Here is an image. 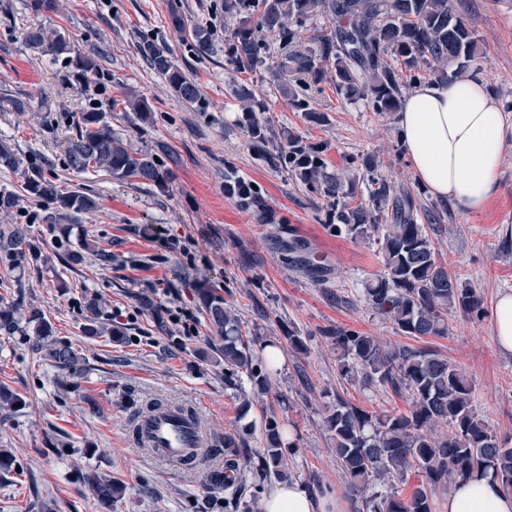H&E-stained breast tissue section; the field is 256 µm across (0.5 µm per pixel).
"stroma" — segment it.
I'll list each match as a JSON object with an SVG mask.
<instances>
[{"mask_svg":"<svg viewBox=\"0 0 512 512\" xmlns=\"http://www.w3.org/2000/svg\"><path fill=\"white\" fill-rule=\"evenodd\" d=\"M31 3L0 0V140L61 189L85 192L97 206L72 214L68 235L59 236L44 220V203L22 196V174L0 168V191L21 196L10 215H0V230L23 226L41 251L35 261L0 260V303H20L26 314L40 309L56 339L80 355L77 365L60 366L34 350L27 333L0 331V383L21 399L17 411L0 410V448L13 455L12 469L0 470V512H224L223 488L207 479L223 469V456L177 471L150 449L129 443L131 414L153 400L188 407L213 439L231 435L256 451L263 447L264 411L275 409L294 444L285 453L291 479L304 484L318 473L323 486L314 495L327 512H355L324 414L340 396L370 412L407 403L344 379L323 332L348 327L389 345L411 339L362 295L363 281L383 268L378 245L330 233L324 198L272 166L266 155L296 135L326 145L334 169L351 155L376 157L382 173L423 208L433 198L414 177L396 115L380 116L364 101L337 97L327 87L314 95L326 122L308 123L282 97L268 68L241 73L226 60L224 41L235 22L225 17L224 0H62L61 10L50 15L35 12ZM454 3L482 49L473 69L487 77L505 108L506 141L496 195L477 212L448 203L430 233L440 259L481 294L486 312L469 319L449 313L447 335L426 344L465 371L478 414L498 438L512 440V356L497 349L490 314L499 293L512 290V0ZM174 8L186 20L184 30L170 22ZM33 27L74 43L95 61V71L81 78L70 58L33 52L24 39ZM198 27L212 37L205 55L191 47ZM144 38L169 46L183 73L198 83L201 105L182 102L151 69L139 50ZM244 89L264 104L271 131L266 144L254 143L240 122ZM131 90L149 102L150 123L119 105ZM18 100L24 109H15ZM94 107L109 108L113 130L133 149L152 153L162 144L178 157L165 186L69 168L68 140L82 112ZM228 170L261 188L267 217L225 193ZM161 226L181 249L156 240ZM291 233L330 267L326 283L289 269L286 252L273 239ZM85 239L95 251L71 263L69 253ZM156 282L175 288L197 315L198 336H180L169 318L171 299L163 289L153 290ZM203 286L224 296L244 337L280 349L283 364L267 394L225 386L221 341L198 295ZM146 296L153 308L143 307ZM93 297L105 300L102 320L121 332V341L83 335L85 306ZM292 330L307 336V353L289 349ZM88 474L122 484L111 508L99 504L84 480Z\"/></svg>","mask_w":512,"mask_h":512,"instance_id":"35a3bbf8","label":"stroma"}]
</instances>
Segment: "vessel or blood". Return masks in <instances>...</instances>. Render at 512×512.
I'll list each match as a JSON object with an SVG mask.
<instances>
[{
    "mask_svg": "<svg viewBox=\"0 0 512 512\" xmlns=\"http://www.w3.org/2000/svg\"><path fill=\"white\" fill-rule=\"evenodd\" d=\"M137 445L153 449L157 459L171 467L193 465L203 446L198 414L171 404L140 417L131 431Z\"/></svg>",
    "mask_w": 512,
    "mask_h": 512,
    "instance_id": "1",
    "label": "vessel or blood"
}]
</instances>
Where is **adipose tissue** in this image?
Instances as JSON below:
<instances>
[{
	"mask_svg": "<svg viewBox=\"0 0 512 512\" xmlns=\"http://www.w3.org/2000/svg\"><path fill=\"white\" fill-rule=\"evenodd\" d=\"M401 142L416 180L434 196L481 210L498 190L503 123L497 99L482 73L452 85H419L398 114ZM445 512H512V490L489 476L457 482ZM265 512H317L312 495L297 482L274 487Z\"/></svg>",
	"mask_w": 512,
	"mask_h": 512,
	"instance_id": "adipose-tissue-1",
	"label": "adipose tissue"
}]
</instances>
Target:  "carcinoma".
I'll list each match as a JSON object with an SVG mask.
<instances>
[{
    "instance_id": "obj_1",
    "label": "carcinoma",
    "mask_w": 512,
    "mask_h": 512,
    "mask_svg": "<svg viewBox=\"0 0 512 512\" xmlns=\"http://www.w3.org/2000/svg\"><path fill=\"white\" fill-rule=\"evenodd\" d=\"M325 14L335 27L318 36L319 51L291 53L288 62L297 74L311 78L305 85L286 84L282 93L296 111L312 123L326 122V115L311 106L306 87L327 82L349 101L364 100L378 114L398 112L406 90L426 80L453 84L464 77L477 59L478 39L452 0H224V15L238 19L224 40L227 60L241 72H252L264 62L267 40L291 46L304 22L313 14ZM37 53H73L61 38L47 39L40 29L25 36ZM140 51L152 68L164 76L184 101L201 102L200 89L179 68L169 49L150 40ZM126 107L139 119H151V106L139 95L128 94ZM253 102L243 112V125L255 143L268 141L269 127ZM326 148L296 136L269 155L311 193L328 202L327 227L350 239H374L380 245L384 269L366 280L363 296L373 311L388 319L404 336L426 338L448 334L447 315L458 311L472 317L483 311V299L448 272L433 246L429 223L437 219L427 212L418 222L412 196L380 171L371 156L346 159L343 171L329 167ZM21 159L0 143V166L17 169ZM68 165L78 172L102 169L111 175L161 185L170 169L149 153L129 148L113 131L106 113L92 108L81 114L76 139L68 150ZM366 177V199L356 200L359 176ZM225 189L241 205L259 215L266 201L252 183L228 175ZM23 191L47 206L45 221L57 225L73 212L94 209V199L83 193L64 192L38 167L26 171ZM0 252L35 253L21 226L0 233ZM299 269L317 283L326 281L325 267L304 258ZM201 300L209 324L224 334V383L241 386L247 379L260 391L269 388L274 363L264 360L257 345L249 344L224 297L204 288ZM106 302L94 298L87 305L86 336L115 335L101 321ZM33 326V347L59 365L76 364L80 356L70 345L53 339V327L38 309L28 318ZM20 329L14 308L0 309V330ZM336 349L340 372L347 380L368 387L390 388L405 394L408 409L381 413L366 411L341 396L324 418L336 463L352 494L364 496L366 512H431L432 493L474 475H490L512 489V447L498 439L489 423L472 406V386L464 372L430 347L385 346L375 337L338 327L323 332ZM264 448L257 468L264 481L288 480L283 448L284 433L275 414L264 418ZM252 449L224 438V471L210 480L224 485L228 496L224 510L240 504L237 492L241 467ZM414 471L421 478L408 499L399 497L394 483ZM373 490L366 495L367 490ZM121 492L118 483L97 479L94 493L108 506Z\"/></svg>"
}]
</instances>
